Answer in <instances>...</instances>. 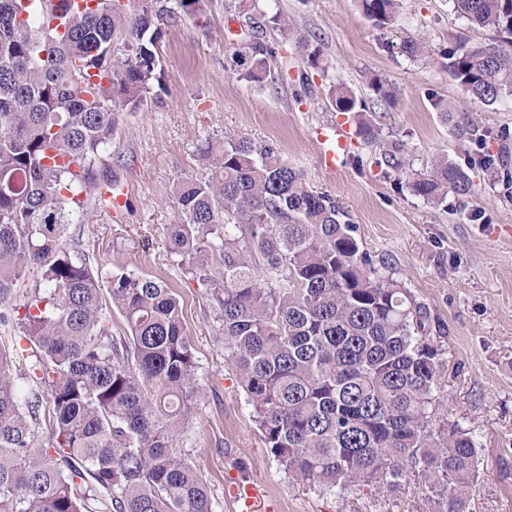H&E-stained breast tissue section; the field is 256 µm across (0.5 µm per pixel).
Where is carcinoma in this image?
I'll list each match as a JSON object with an SVG mask.
<instances>
[{"label": "carcinoma", "instance_id": "obj_1", "mask_svg": "<svg viewBox=\"0 0 512 512\" xmlns=\"http://www.w3.org/2000/svg\"><path fill=\"white\" fill-rule=\"evenodd\" d=\"M360 2L380 27L398 0ZM452 3L475 29L512 35V0ZM202 7L141 6L118 56L107 54L112 0L81 11L0 0V512H215L180 448L196 362L179 301L165 282L125 268L101 288L66 243L112 141V102L146 101L161 78L162 25ZM298 47L322 67L318 48ZM271 55L265 42L250 44L239 54L246 76L261 80ZM448 71L475 103L512 94V54L498 46L468 40L448 55ZM329 99L354 115L364 142L378 140L380 123L351 92L332 86ZM432 107L459 137L486 146L480 125L454 119L447 100ZM508 151L504 134L481 163L493 167ZM199 155L206 175L174 187L184 220L169 226L168 249L216 302L224 365L277 462L323 490L393 487L411 475L433 512H469L479 446L437 419L447 349L426 330L425 304L375 265L336 199L273 144L226 136ZM406 188L442 204L473 184L442 156ZM110 309L124 322L118 335Z\"/></svg>", "mask_w": 512, "mask_h": 512}]
</instances>
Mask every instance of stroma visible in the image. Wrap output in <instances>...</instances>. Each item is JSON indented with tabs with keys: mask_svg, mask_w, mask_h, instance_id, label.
<instances>
[{
	"mask_svg": "<svg viewBox=\"0 0 512 512\" xmlns=\"http://www.w3.org/2000/svg\"><path fill=\"white\" fill-rule=\"evenodd\" d=\"M256 9L281 15L289 34L256 31L232 0H207L202 15L164 26L157 44L163 84L140 107L116 100L112 145L98 165V175L127 185V204L112 215L88 196L70 227L69 249L88 255L102 277L124 267L178 295L197 365L183 446L210 486L215 512H251L239 497L246 486L257 493L261 512H432L411 480L339 495L285 473L224 365L216 304L168 251V226L182 217L173 187L206 173L201 142L234 136L273 143L314 190L336 198L374 261L428 307L431 333L448 349L440 416L469 429L482 446L469 510L512 512V186L479 164L482 149L497 151L499 135H512V95L488 107L470 102L446 68L460 42L496 45L500 36L473 33L450 0H401L392 23L381 28L358 0H257ZM301 38L319 47L322 70L308 69ZM411 38L424 54L405 52ZM256 39L275 51L259 82L244 78L231 60ZM304 75L314 94L302 92ZM376 78L398 87L396 104L380 101L371 85ZM338 82L380 115L383 135L373 144L352 139L349 159L330 172L319 163L313 130L350 127L327 96ZM434 96L482 124L486 147L460 139L432 108ZM394 141L404 145L398 170L383 160ZM440 155L469 173L472 196L452 195L434 206L401 188L407 172L425 170Z\"/></svg>",
	"mask_w": 512,
	"mask_h": 512,
	"instance_id": "35a3bbf8",
	"label": "stroma"
}]
</instances>
